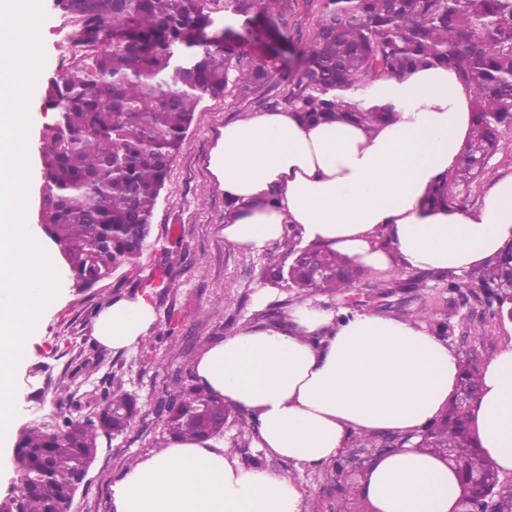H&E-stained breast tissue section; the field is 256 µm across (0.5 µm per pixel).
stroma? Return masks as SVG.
<instances>
[{
  "instance_id": "1",
  "label": "stroma",
  "mask_w": 512,
  "mask_h": 512,
  "mask_svg": "<svg viewBox=\"0 0 512 512\" xmlns=\"http://www.w3.org/2000/svg\"><path fill=\"white\" fill-rule=\"evenodd\" d=\"M42 7V71L47 74L58 70L60 46L68 33L62 28L65 16L54 0H42ZM288 91V84L274 78L247 95L230 88L204 98L155 207L142 256L87 292H76L68 279H61L59 293L45 308L16 369L20 409L0 444V498L19 486L12 455L22 430L52 428L67 417L92 415L104 391L119 385L138 396L141 410L123 434L99 437L97 456L72 506V512H112L114 478L167 440L159 404L175 373L191 370L208 340L266 322L269 313L287 311L299 302L296 290L283 282L272 286L273 298L266 308L255 307L254 295L265 283L264 269L274 263L288 265L296 241L281 238L253 252L226 243L222 228L227 203L209 169L211 150L226 122L252 112L287 108ZM511 176L512 134L491 160L489 175L470 188L467 210L482 204L496 179ZM410 276L401 268L384 274L370 271L359 289L368 294L376 282L395 284L394 293L380 302L378 314L399 307L414 315L428 307L431 322L453 325L446 341L457 354L469 352L485 362L512 341V322L491 317L476 298L450 292L447 275H425L423 287L416 289L405 286ZM141 296L153 304L156 314L147 338L130 350L99 344L92 336L98 314L112 302ZM239 430V415L231 413L222 438L241 467L292 475L304 491L303 512H337L342 498L330 471L299 469L266 455Z\"/></svg>"
}]
</instances>
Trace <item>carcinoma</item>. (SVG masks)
I'll list each match as a JSON object with an SVG mask.
<instances>
[{"instance_id":"obj_1","label":"carcinoma","mask_w":512,"mask_h":512,"mask_svg":"<svg viewBox=\"0 0 512 512\" xmlns=\"http://www.w3.org/2000/svg\"><path fill=\"white\" fill-rule=\"evenodd\" d=\"M289 0H224V16L257 34L287 42ZM80 20L83 49L46 81L45 111L54 113L37 136L42 185L39 233L61 259L72 287L85 291L134 262L147 245L151 218L173 162L207 96L230 86L260 88L271 76L216 26L206 0H54ZM302 76L291 83L288 107L307 120L353 119L373 124L389 112H362L340 95L368 89L384 76L402 77L428 66L457 72L473 85L474 121L455 170L436 182L427 204L462 207L464 194L512 133V0H323L301 52ZM330 273L313 274L316 264ZM303 295H344L365 270L319 246L295 254L288 271H267ZM512 283V241L483 268L448 289L486 297ZM479 364L461 360L460 384H475ZM137 398L107 391L93 415L52 430L22 431L13 460L20 488L0 500V512H71L94 461L100 433L119 434ZM171 437L224 432L227 405L197 390L192 372H179L160 408ZM420 448L474 444L463 408L451 401Z\"/></svg>"}]
</instances>
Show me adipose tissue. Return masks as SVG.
<instances>
[{
  "label": "adipose tissue",
  "instance_id": "obj_1",
  "mask_svg": "<svg viewBox=\"0 0 512 512\" xmlns=\"http://www.w3.org/2000/svg\"><path fill=\"white\" fill-rule=\"evenodd\" d=\"M473 89L430 66L385 77L360 110L389 106L374 125L304 122L293 110L253 112L225 125L209 169L228 208L224 239L257 251L293 225L302 240L377 272L463 274L512 241V176L472 211L427 205L430 187L456 167L469 138ZM156 319L145 298L121 300L94 323L102 345L144 339ZM196 386L245 409L265 453L326 468L351 435L414 434L439 418L460 377V357L418 320L360 311L337 318L308 299L287 319L211 340L193 363ZM469 421L486 462L512 475V344L481 370ZM361 492L373 512H457L452 464L405 446L368 465ZM112 512H301L292 476L246 470L214 437L172 438L111 485Z\"/></svg>",
  "mask_w": 512,
  "mask_h": 512
}]
</instances>
